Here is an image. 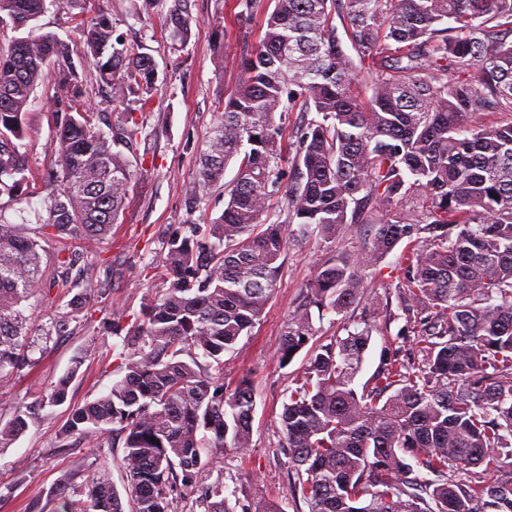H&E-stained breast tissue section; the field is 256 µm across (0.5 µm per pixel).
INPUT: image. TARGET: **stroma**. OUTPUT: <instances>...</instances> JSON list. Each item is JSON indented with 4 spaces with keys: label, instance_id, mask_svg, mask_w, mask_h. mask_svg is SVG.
<instances>
[{
    "label": "stroma",
    "instance_id": "stroma-1",
    "mask_svg": "<svg viewBox=\"0 0 512 512\" xmlns=\"http://www.w3.org/2000/svg\"><path fill=\"white\" fill-rule=\"evenodd\" d=\"M190 5L195 22L189 40L178 49L171 46L163 11L148 0H78L66 13L50 5L37 21L42 31L55 34L77 51L81 48L80 22L90 19L96 10L107 11L127 43L144 45L154 56L164 85L138 118L142 132L135 182L111 237L99 245L109 266L95 270L93 277L111 279L107 298L86 306L78 329L69 336H45L52 311L41 297L23 304L32 336L38 341L32 354L35 365L23 369L7 386H0V419H9L15 407L30 405L64 377L70 380L68 402L41 409L25 435L0 449V512H24L26 503L45 497L62 473L86 479L99 472L103 458L110 462L113 486L120 494L128 492L119 464L121 443L100 445L92 438L81 443L66 438L63 428L69 407L94 398L116 380L122 338L112 331V310L123 309L126 324H134L146 303L165 289L160 259L171 234L182 225L205 224L222 214L223 185L211 187L197 206L189 203L186 192L196 179L199 154L224 110L225 99L243 79L240 60L259 43L265 20L274 8L272 0H259L251 10L244 0H190ZM56 91L54 74L45 75L31 97L24 137L18 143L30 175L38 182L53 165L51 111ZM40 209V199L34 196L23 201L19 210H7L6 216L35 238L44 260H52L64 247L82 251V242H66L40 230ZM283 235L286 254L263 316L250 335L224 356L225 383L233 385L246 377L254 390L252 444L242 453L226 449L198 475L203 484L223 481L234 512L264 503L277 506L280 512H308L307 504L289 492L291 465L281 449L279 420L282 403L306 357L298 355L283 367L277 361V348L318 264L336 250L358 243L357 237L342 232L332 242L319 236L302 239L291 224L284 226ZM405 251V246H398L376 270L366 271L369 289L379 300L395 301L399 281L394 271ZM387 348L398 350L400 358L409 362L421 357L405 320L390 318L374 333L357 383H365L373 375L382 350Z\"/></svg>",
    "mask_w": 512,
    "mask_h": 512
}]
</instances>
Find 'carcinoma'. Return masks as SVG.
<instances>
[{"label":"carcinoma","mask_w":512,"mask_h":512,"mask_svg":"<svg viewBox=\"0 0 512 512\" xmlns=\"http://www.w3.org/2000/svg\"><path fill=\"white\" fill-rule=\"evenodd\" d=\"M172 44L191 34L190 0H156ZM46 0H0V21L27 34L0 53V383L32 363L22 303L65 288L100 253L63 249L43 265L36 241L6 218L33 192L14 141L48 71L57 80L54 167L44 181L40 223L65 240L112 233L132 188L140 141L136 113L158 90V64L114 35L99 11L73 55L33 26ZM357 55L380 72L360 97ZM92 66L111 88L112 123L85 105L79 70ZM246 79L225 103L189 189L197 202L224 185V211L191 224L161 258L168 287L123 337L120 376L73 407L65 434L123 439V500L105 474L78 484L65 472L47 494L56 512H172L173 496L233 448L251 445L255 396L249 379L224 386V354L261 320L286 252L284 224L333 241L369 224L357 250L319 264L288 320L278 361L306 362L280 424L295 477L289 491L309 512H512V479L486 481L512 459V0H276L264 36L241 62ZM311 115L292 143L286 182L283 131ZM507 119L489 125L478 116ZM108 124V130L101 125ZM496 197H491V194ZM285 221H269L272 197ZM398 309L422 344L418 366L384 353L370 382L358 374L388 305L366 291L362 272L403 241ZM106 282L56 306L47 335L73 333L88 298ZM347 317L326 344L312 310ZM68 379L43 401L61 405ZM16 408L0 424V448L29 429ZM434 479L414 476L408 457ZM482 468L481 473L474 469ZM204 512H234L224 483L197 488Z\"/></svg>","instance_id":"obj_1"}]
</instances>
